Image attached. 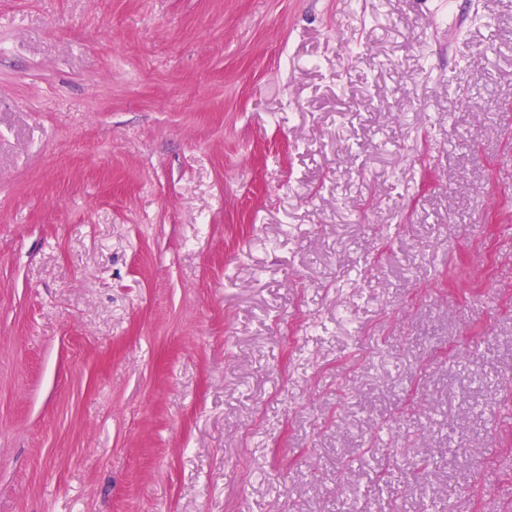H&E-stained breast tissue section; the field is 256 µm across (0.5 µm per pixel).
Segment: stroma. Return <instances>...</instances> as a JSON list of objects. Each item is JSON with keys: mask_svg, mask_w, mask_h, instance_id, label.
Instances as JSON below:
<instances>
[{"mask_svg": "<svg viewBox=\"0 0 512 512\" xmlns=\"http://www.w3.org/2000/svg\"><path fill=\"white\" fill-rule=\"evenodd\" d=\"M512 512V0H0V512Z\"/></svg>", "mask_w": 512, "mask_h": 512, "instance_id": "35a3bbf8", "label": "stroma"}]
</instances>
